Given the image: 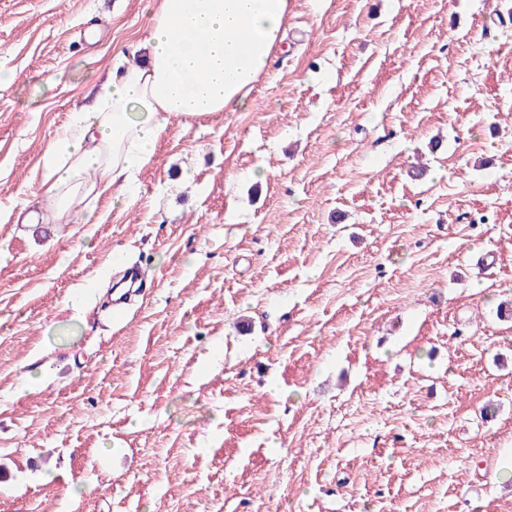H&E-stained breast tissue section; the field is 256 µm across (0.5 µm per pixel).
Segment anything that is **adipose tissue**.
<instances>
[{"mask_svg": "<svg viewBox=\"0 0 512 512\" xmlns=\"http://www.w3.org/2000/svg\"><path fill=\"white\" fill-rule=\"evenodd\" d=\"M290 0H159L137 59L114 66L92 108L73 113L42 159L53 220L69 219L92 193L121 185L154 160L171 119L246 107L285 35Z\"/></svg>", "mask_w": 512, "mask_h": 512, "instance_id": "adipose-tissue-1", "label": "adipose tissue"}]
</instances>
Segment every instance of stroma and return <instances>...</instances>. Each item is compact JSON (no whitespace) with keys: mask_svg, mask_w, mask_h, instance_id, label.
<instances>
[{"mask_svg":"<svg viewBox=\"0 0 512 512\" xmlns=\"http://www.w3.org/2000/svg\"><path fill=\"white\" fill-rule=\"evenodd\" d=\"M153 11L0 0V512H512V0H291L246 108L47 221ZM147 273L141 266L126 267L122 272L120 281L128 283V290L119 299L112 300V312H119L124 309L128 304L131 297L136 295V292L143 288L146 282Z\"/></svg>","mask_w":512,"mask_h":512,"instance_id":"1","label":"stroma"}]
</instances>
